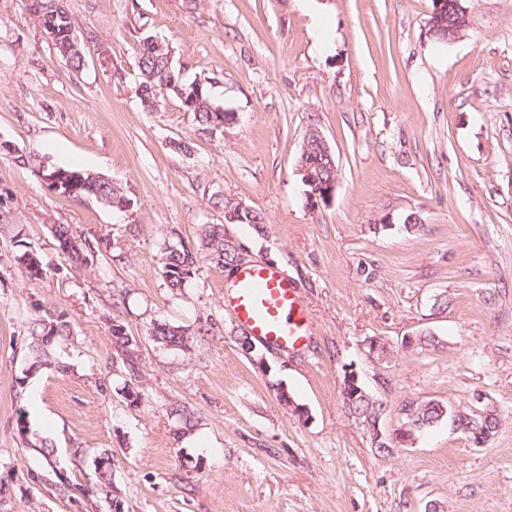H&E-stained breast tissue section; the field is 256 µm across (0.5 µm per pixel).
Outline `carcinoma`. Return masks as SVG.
<instances>
[{
    "mask_svg": "<svg viewBox=\"0 0 512 512\" xmlns=\"http://www.w3.org/2000/svg\"><path fill=\"white\" fill-rule=\"evenodd\" d=\"M28 11L31 18L38 26L52 21L59 28L69 33L75 30L69 13L64 12L57 16H49L44 8L48 0H27ZM56 54L65 65L73 71H78L83 67L82 57L77 51L71 49V45L66 39H61L60 44L55 46ZM138 68L141 82L139 84V94L142 102L153 109L160 105L164 99L165 93L171 91L170 84L182 88L187 93H192L194 88L186 83L180 76V71L175 67L169 66V50L161 45L150 43L143 40L139 49ZM201 98L192 106L186 107V110L195 114L200 130L211 133L215 130L213 119V104L210 93L206 85L200 87ZM84 181L78 191L79 196H93L101 198L105 204L121 203L122 196L118 195L112 185L99 184L95 175L85 171L83 172ZM200 236L204 242L206 252L202 253L195 248L187 246L182 240L171 241L165 244L162 249V255L159 262L160 276L165 281L172 293L177 294L182 291L184 285L192 279L200 268V264L205 260H215L221 265H231L238 256V246L224 238V225L222 224H204L201 227ZM14 244L19 246L15 256L18 265L22 266L27 276L32 280H39L46 275L43 262H38V269L33 271L30 264L24 260L29 253L26 242L17 239ZM70 334V328L63 321L51 322L45 326L40 320H35L31 331V341L29 351L37 364H45L50 361V354L47 346L50 339L57 336ZM154 340L167 347L188 349L190 336L185 331L170 327L166 324H155L150 331ZM112 345L116 349L115 362L119 365L123 373L125 386L132 390L138 387L139 368L137 366L138 340L129 335L123 326H112ZM367 352L374 353L376 360L386 361L393 354V346L382 338H375L366 344ZM349 416L362 426L365 431H370L371 424L377 419L383 417L385 409L378 399L374 398L370 392L357 396L355 399L345 403ZM405 422L411 424L415 430L421 431L433 427L444 419H451V406L445 405L437 400L420 401L411 403L404 408ZM480 436H475L471 422L467 421L459 426V430L468 434L475 444H480L479 437L489 439L495 435L499 427V418L491 414L478 420Z\"/></svg>",
    "mask_w": 512,
    "mask_h": 512,
    "instance_id": "cac0c4a2",
    "label": "carcinoma"
}]
</instances>
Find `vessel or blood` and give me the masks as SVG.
Segmentation results:
<instances>
[{"label": "vessel or blood", "instance_id": "vessel-or-blood-1", "mask_svg": "<svg viewBox=\"0 0 512 512\" xmlns=\"http://www.w3.org/2000/svg\"><path fill=\"white\" fill-rule=\"evenodd\" d=\"M224 305L247 334L274 349H300L313 334L297 288L272 266L241 268L224 290Z\"/></svg>", "mask_w": 512, "mask_h": 512}]
</instances>
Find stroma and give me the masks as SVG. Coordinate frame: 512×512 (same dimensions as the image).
Instances as JSON below:
<instances>
[{
	"label": "stroma",
	"instance_id": "1",
	"mask_svg": "<svg viewBox=\"0 0 512 512\" xmlns=\"http://www.w3.org/2000/svg\"><path fill=\"white\" fill-rule=\"evenodd\" d=\"M64 6L97 34L77 72L26 0H0V512H512V0H472L470 29L447 43L427 34L434 0ZM148 36L233 122L202 134L171 93L144 107ZM312 127L339 168L318 205L297 172ZM42 163L108 179L127 208L57 195ZM222 195L264 223H225ZM203 224L286 272L314 323L308 349L240 347L227 267L204 262L171 293L163 244H198ZM16 234L43 280L15 262ZM39 318L69 325L51 346L67 372L33 366ZM156 322L193 334L190 348L154 341ZM116 323L139 340L136 401ZM420 333L436 345L402 347ZM370 337L393 345L388 361L367 357ZM350 368L385 405L386 435L432 399L495 410L499 429L479 447L444 421L377 452L343 407Z\"/></svg>",
	"mask_w": 512,
	"mask_h": 512
}]
</instances>
